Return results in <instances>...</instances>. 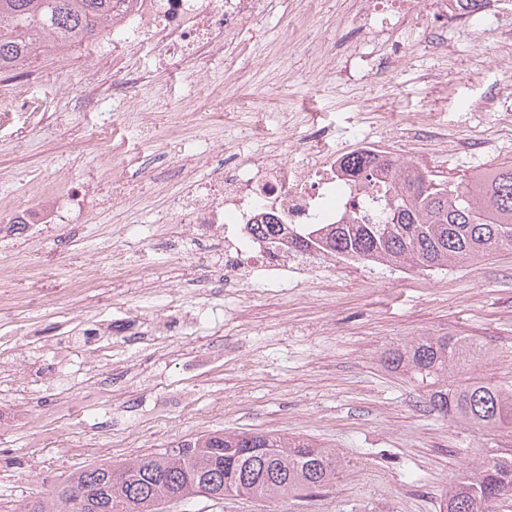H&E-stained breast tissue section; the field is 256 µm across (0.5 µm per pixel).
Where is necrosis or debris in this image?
I'll list each match as a JSON object with an SVG mask.
<instances>
[{
    "instance_id": "necrosis-or-debris-1",
    "label": "necrosis or debris",
    "mask_w": 512,
    "mask_h": 512,
    "mask_svg": "<svg viewBox=\"0 0 512 512\" xmlns=\"http://www.w3.org/2000/svg\"><path fill=\"white\" fill-rule=\"evenodd\" d=\"M265 0H123L98 37L80 48L85 59L120 60L133 49L149 46L159 52L160 64L178 61L192 66L224 55L232 59L236 42L249 33ZM356 24L362 33L354 51L370 74L381 64L373 63L369 44L388 39L383 64L401 62L419 18H426L429 49H448V32L457 20H465L479 41L500 42L501 24L485 20L484 8L471 0H358ZM280 112H268L253 124L237 128L229 153L232 166L211 168L212 148L202 138L178 143L172 164L181 175L179 189H170L158 174L157 159H140L136 177L99 176L96 187L122 206L130 194L147 193L159 202L158 223L168 235L178 238L187 224L206 228L224 227V283L234 288L250 280L268 284L274 275H287L288 234L291 224H339L352 214L377 223L381 202L377 197L383 180L379 176L355 178L343 173L342 160L364 150L379 153L375 133L356 134L333 140L322 130L301 137L293 152L260 149L268 124L283 122ZM56 204L45 206L20 202L5 216L12 224H75L87 216V190L63 187ZM273 222L284 230L268 240L255 233L256 225Z\"/></svg>"
}]
</instances>
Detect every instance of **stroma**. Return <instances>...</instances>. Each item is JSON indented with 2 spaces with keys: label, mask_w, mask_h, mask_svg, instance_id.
Instances as JSON below:
<instances>
[{
  "label": "stroma",
  "mask_w": 512,
  "mask_h": 512,
  "mask_svg": "<svg viewBox=\"0 0 512 512\" xmlns=\"http://www.w3.org/2000/svg\"><path fill=\"white\" fill-rule=\"evenodd\" d=\"M353 13L354 0L321 13L267 0L232 65L159 71L154 51L140 50L143 83L97 106L84 85H110L114 64L84 72L39 57L41 80L0 81V207L85 185L105 154L133 174L159 148L139 130L157 112L197 113L223 149L220 97L237 101L243 122L287 108L298 123L270 130L277 148L295 144L306 121L365 130L392 112L394 156L453 179L512 161V128L476 109L512 91V63L462 24L446 54L428 53L420 34L402 63L343 85ZM430 72L449 91L426 81ZM407 114L440 139L415 141ZM153 220L146 201L82 224L0 223V269L11 276L0 296V512H24L78 468L213 431L304 436L340 449L349 466L314 496H228L220 506L201 497L166 512H439L465 464L512 448V432L438 417L417 383L381 361L419 336H466L490 348L475 372L512 385V250L442 269L314 252L298 255L291 288H228L215 237L196 226L183 243L152 237ZM113 430L129 443L99 456Z\"/></svg>",
  "instance_id": "1"
}]
</instances>
